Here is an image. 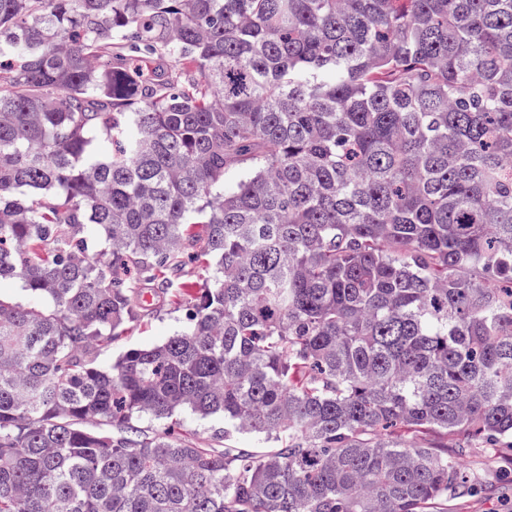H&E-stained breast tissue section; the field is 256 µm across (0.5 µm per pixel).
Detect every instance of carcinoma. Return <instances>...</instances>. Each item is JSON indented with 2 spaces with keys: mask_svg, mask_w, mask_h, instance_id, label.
<instances>
[{
  "mask_svg": "<svg viewBox=\"0 0 512 512\" xmlns=\"http://www.w3.org/2000/svg\"><path fill=\"white\" fill-rule=\"evenodd\" d=\"M1 82L0 512H428L512 450V0H0ZM183 247L190 325L97 363ZM183 411L275 447L132 424Z\"/></svg>",
  "mask_w": 512,
  "mask_h": 512,
  "instance_id": "cac0c4a2",
  "label": "carcinoma"
}]
</instances>
